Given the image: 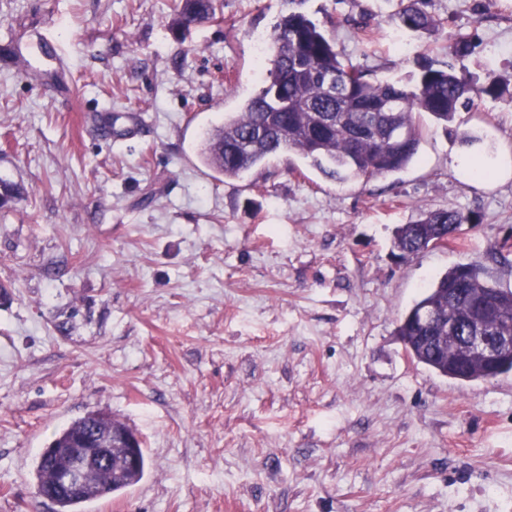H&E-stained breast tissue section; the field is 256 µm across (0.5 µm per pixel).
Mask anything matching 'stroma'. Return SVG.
Instances as JSON below:
<instances>
[{
  "mask_svg": "<svg viewBox=\"0 0 512 512\" xmlns=\"http://www.w3.org/2000/svg\"><path fill=\"white\" fill-rule=\"evenodd\" d=\"M178 0H0V35L47 31L73 89L0 42V512H59L36 462L92 410L141 438L134 486L82 512H512V372L461 383L412 360L399 318L459 264L512 289L491 255L512 236V0H432L418 40L396 0H302L371 79L453 64L501 75L419 159L339 183L299 156L211 176L202 130L259 87L257 40L288 0H221L174 24ZM472 54L451 57L458 35ZM475 135L464 143V134ZM479 215L448 247L399 262L418 207ZM183 2L174 19L179 29H189L192 25L207 22L216 17L215 0H184Z\"/></svg>",
  "mask_w": 512,
  "mask_h": 512,
  "instance_id": "35a3bbf8",
  "label": "stroma"
}]
</instances>
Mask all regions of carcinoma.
Segmentation results:
<instances>
[{"label": "carcinoma", "mask_w": 512, "mask_h": 512, "mask_svg": "<svg viewBox=\"0 0 512 512\" xmlns=\"http://www.w3.org/2000/svg\"><path fill=\"white\" fill-rule=\"evenodd\" d=\"M431 0H398L391 20L417 37L438 30L429 11ZM215 0H184L174 23L179 29L216 17ZM261 84L237 112H226L222 121L206 129L200 139L201 162L227 180L242 179L253 169L280 154L293 152L325 176L340 182L363 181L394 173L418 155L421 129L416 114H426L448 127L460 112L474 108L482 93L499 96L502 80L488 74L484 87L476 86L452 66L438 69L428 63L407 83L372 81L367 72L336 49L335 41L305 14L291 11L275 26L272 57ZM478 216L461 210L423 208L415 219L400 225L394 234L397 257L406 259L428 247L440 236L455 239L464 224L478 223ZM469 288L490 293L499 314L512 317V289L492 287L477 272L458 265L440 276L397 323L396 335L409 356L434 372L448 375V358L460 349L461 336L471 315L466 299L448 304V289ZM427 304L448 310L449 321L439 328L448 337V349L434 350L412 341L431 335V327L415 320ZM512 372V356L498 371L478 362L461 364L457 376L464 382L495 378ZM138 472L112 478V491L137 484Z\"/></svg>", "instance_id": "carcinoma-1"}]
</instances>
